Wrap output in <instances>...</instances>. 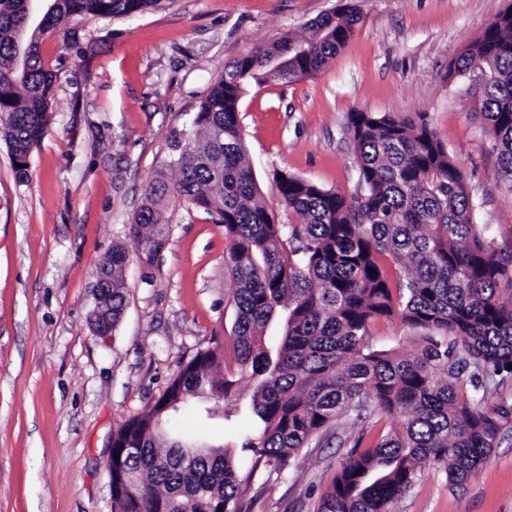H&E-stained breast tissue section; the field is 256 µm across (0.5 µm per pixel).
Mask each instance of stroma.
Masks as SVG:
<instances>
[{"mask_svg":"<svg viewBox=\"0 0 512 512\" xmlns=\"http://www.w3.org/2000/svg\"><path fill=\"white\" fill-rule=\"evenodd\" d=\"M511 0H356L361 22L317 76L249 87L238 110L266 205L288 223L273 184L285 170L355 194L348 112L424 113L479 204L477 223L512 244V181L448 65ZM336 0H167L131 17H75L41 38L58 71L49 129L19 182L0 139V512H112L105 462L114 430L142 414L183 363L229 336L233 283L224 229L172 205L168 242L151 267L128 225L145 180L187 129L225 65L291 35ZM129 254L115 333L89 324L98 262ZM190 409L174 431L232 443L248 431ZM346 433L303 451L287 478L248 476L243 512H316ZM390 512H512V429L465 491L429 469Z\"/></svg>","mask_w":512,"mask_h":512,"instance_id":"1","label":"stroma"}]
</instances>
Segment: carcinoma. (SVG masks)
<instances>
[{
  "label": "carcinoma",
  "instance_id": "obj_1",
  "mask_svg": "<svg viewBox=\"0 0 512 512\" xmlns=\"http://www.w3.org/2000/svg\"><path fill=\"white\" fill-rule=\"evenodd\" d=\"M39 22L31 0H0V136L26 159L51 121L57 72L40 35L74 16H132L167 0H46ZM361 21L339 0L309 26L224 67L146 180L130 232L149 265L164 248L172 202L224 227V265L233 288L234 363L223 346L200 350L141 416L112 433V512H241L233 447L169 437L174 413L210 398L209 418L253 420L237 448L282 479L302 451L333 428L351 429L317 512H389L433 468L463 491L512 422V402L487 400V378L512 379V246H498L465 177L420 114L347 115L358 169L353 199L298 175H273L295 223L279 224L262 200L238 116L250 83L318 75ZM468 78L465 96L512 179V6L460 56L448 79ZM179 177L171 182L168 170ZM128 254L112 246L97 277L112 280V327L126 306ZM397 318L416 347L378 349L372 325ZM282 335L266 340L270 322ZM253 386L237 397L238 381Z\"/></svg>",
  "mask_w": 512,
  "mask_h": 512
}]
</instances>
